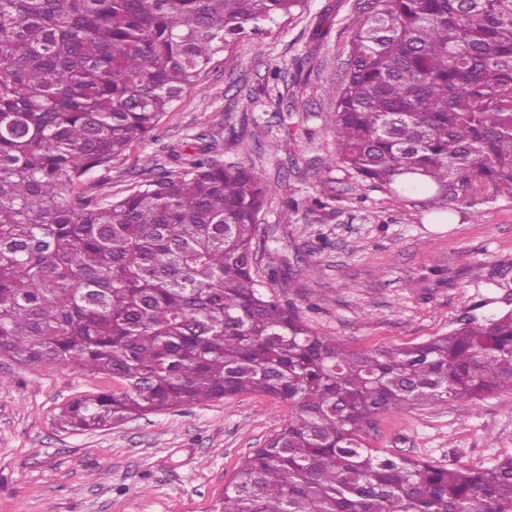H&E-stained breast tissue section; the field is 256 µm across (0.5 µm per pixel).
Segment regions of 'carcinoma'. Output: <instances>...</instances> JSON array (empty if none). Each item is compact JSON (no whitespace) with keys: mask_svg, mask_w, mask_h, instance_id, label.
Segmentation results:
<instances>
[{"mask_svg":"<svg viewBox=\"0 0 512 512\" xmlns=\"http://www.w3.org/2000/svg\"><path fill=\"white\" fill-rule=\"evenodd\" d=\"M301 0H0V356L112 378L59 424L103 429L261 393L288 423L214 512H512V456L471 469L366 446L380 414L512 388V312L357 352L255 277V171L197 146L120 200L89 182L215 56ZM336 92L340 163L393 194L512 198V0H371Z\"/></svg>","mask_w":512,"mask_h":512,"instance_id":"cac0c4a2","label":"carcinoma"}]
</instances>
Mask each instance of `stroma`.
Segmentation results:
<instances>
[{"label":"stroma","instance_id":"obj_1","mask_svg":"<svg viewBox=\"0 0 512 512\" xmlns=\"http://www.w3.org/2000/svg\"><path fill=\"white\" fill-rule=\"evenodd\" d=\"M366 11V0H305L292 21L242 38L154 136L93 176L98 196L120 199L146 179L145 158L190 156L201 137L215 159L252 167L273 188L258 217L266 293L359 352L512 310V198L475 184L437 224L429 194L392 195L335 160L336 90ZM317 194L324 208H286ZM111 386L67 365L0 357V512H211L240 460L290 415L277 399L242 394L104 430L59 425L64 405ZM364 438L386 455L488 467L512 455V389L382 414Z\"/></svg>","mask_w":512,"mask_h":512}]
</instances>
